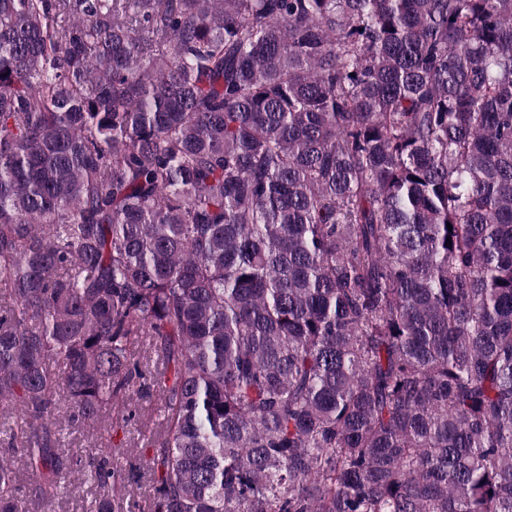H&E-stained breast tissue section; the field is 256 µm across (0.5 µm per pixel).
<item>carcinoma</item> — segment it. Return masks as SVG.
<instances>
[{"label": "carcinoma", "instance_id": "carcinoma-1", "mask_svg": "<svg viewBox=\"0 0 512 512\" xmlns=\"http://www.w3.org/2000/svg\"><path fill=\"white\" fill-rule=\"evenodd\" d=\"M145 380L94 512H512V0H0V512ZM129 435L132 440L126 438L124 440L128 447L117 448L114 453V463H117L118 468H122L126 474L131 486L128 490L131 496H128L130 501H142L149 497L154 490L155 484L151 476L146 471L139 469L140 463L153 456V448H142L141 441L139 440L140 422L139 420L132 421L128 426ZM134 439V440H133ZM135 443H139V447H134Z\"/></svg>", "mask_w": 512, "mask_h": 512}]
</instances>
